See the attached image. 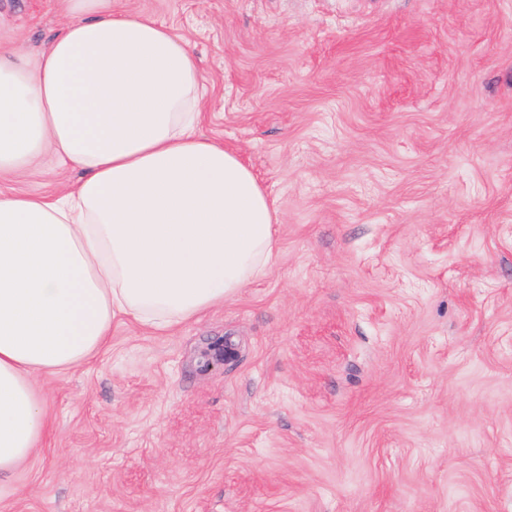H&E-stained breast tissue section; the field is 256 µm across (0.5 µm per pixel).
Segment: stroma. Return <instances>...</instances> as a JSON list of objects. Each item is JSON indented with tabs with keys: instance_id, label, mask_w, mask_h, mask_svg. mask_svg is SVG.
Segmentation results:
<instances>
[{
	"instance_id": "1",
	"label": "stroma",
	"mask_w": 512,
	"mask_h": 512,
	"mask_svg": "<svg viewBox=\"0 0 512 512\" xmlns=\"http://www.w3.org/2000/svg\"><path fill=\"white\" fill-rule=\"evenodd\" d=\"M121 6L188 41L277 264L40 375L50 434L0 512H512V0ZM67 21L0 0V49ZM77 177L47 154L0 190Z\"/></svg>"
}]
</instances>
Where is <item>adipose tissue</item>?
<instances>
[{"label":"adipose tissue","mask_w":512,"mask_h":512,"mask_svg":"<svg viewBox=\"0 0 512 512\" xmlns=\"http://www.w3.org/2000/svg\"><path fill=\"white\" fill-rule=\"evenodd\" d=\"M35 60L0 51V173L51 152L80 179L0 192V478L47 433L34 380L101 350L114 321L168 331L265 277L277 213L238 153L200 132L188 42L112 0H63Z\"/></svg>","instance_id":"obj_1"}]
</instances>
